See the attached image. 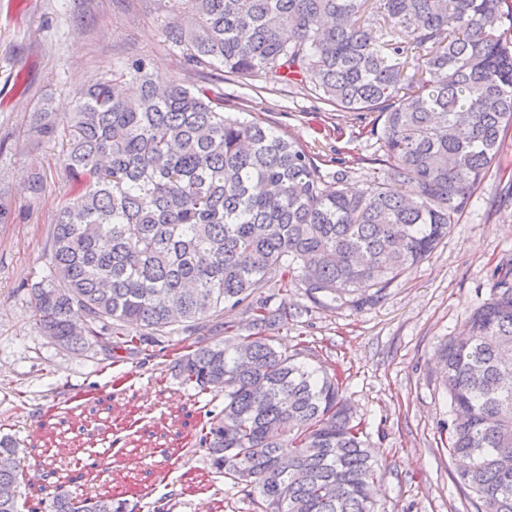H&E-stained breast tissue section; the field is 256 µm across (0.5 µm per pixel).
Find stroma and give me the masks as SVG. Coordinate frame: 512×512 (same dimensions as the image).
<instances>
[{"instance_id": "obj_1", "label": "stroma", "mask_w": 512, "mask_h": 512, "mask_svg": "<svg viewBox=\"0 0 512 512\" xmlns=\"http://www.w3.org/2000/svg\"><path fill=\"white\" fill-rule=\"evenodd\" d=\"M167 0H0V424L26 446L54 440V457L77 448L122 449L126 467L97 473L128 502L143 488L170 512H257L242 485L213 473L195 428L220 412L223 395L195 397L170 363L189 333L182 324L159 336L150 359L112 361L41 336L27 284L47 272L45 243L58 206L74 194L60 177L61 143L28 132L39 104L71 111L76 93L114 64L150 57L159 81L223 94L224 109L305 146L322 173L343 175L362 193L388 163L376 113L339 112L307 84L266 86L215 66H186L163 28ZM44 189L26 188L32 172ZM512 259V131L458 224L432 255L403 275L377 304L361 309L288 292L280 350L312 351L331 367L365 422L364 439L380 466L377 512H476L457 482L444 428L451 419L438 353L462 334L469 313L488 298L493 272Z\"/></svg>"}]
</instances>
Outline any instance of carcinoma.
<instances>
[{"mask_svg": "<svg viewBox=\"0 0 512 512\" xmlns=\"http://www.w3.org/2000/svg\"><path fill=\"white\" fill-rule=\"evenodd\" d=\"M192 15L166 31L187 64L243 80L296 76L342 112H376L389 158L364 195L328 182L300 144L224 112V97L173 82L135 59L82 90L31 133L66 141L75 192L47 236V274L28 293L40 332L113 359L144 354L175 323L197 331L175 375L196 395L224 393L201 422L216 474L260 512H375L379 465L335 374L288 354V286L353 307L378 300L448 236L512 128V25L506 0H168ZM377 25L374 41L368 27ZM408 183L412 195L397 186ZM280 272L276 291L268 276ZM279 303H274V300ZM512 263L464 336L441 350L454 413L448 453L476 512H512ZM23 450L0 437V512H18ZM48 512H126L112 490L57 486Z\"/></svg>", "mask_w": 512, "mask_h": 512, "instance_id": "obj_1", "label": "carcinoma"}]
</instances>
